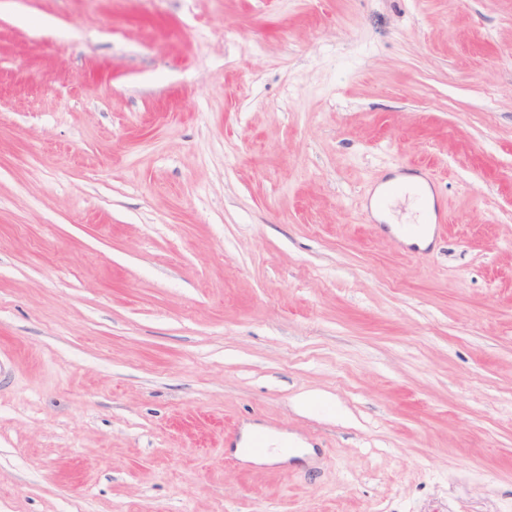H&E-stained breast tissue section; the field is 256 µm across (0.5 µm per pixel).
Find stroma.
Segmentation results:
<instances>
[{"label":"stroma","instance_id":"35a3bbf8","mask_svg":"<svg viewBox=\"0 0 512 512\" xmlns=\"http://www.w3.org/2000/svg\"><path fill=\"white\" fill-rule=\"evenodd\" d=\"M0 512H512V0H0Z\"/></svg>","mask_w":512,"mask_h":512}]
</instances>
